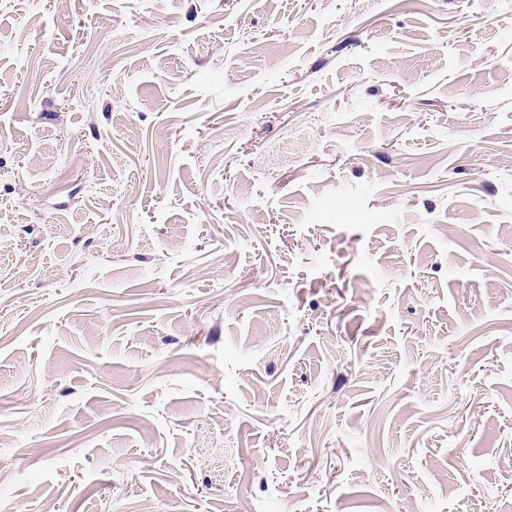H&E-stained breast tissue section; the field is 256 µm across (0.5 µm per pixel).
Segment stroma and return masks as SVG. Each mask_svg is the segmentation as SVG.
Wrapping results in <instances>:
<instances>
[{"mask_svg":"<svg viewBox=\"0 0 512 512\" xmlns=\"http://www.w3.org/2000/svg\"><path fill=\"white\" fill-rule=\"evenodd\" d=\"M0 512H512V0L0 9Z\"/></svg>","mask_w":512,"mask_h":512,"instance_id":"1","label":"stroma"}]
</instances>
